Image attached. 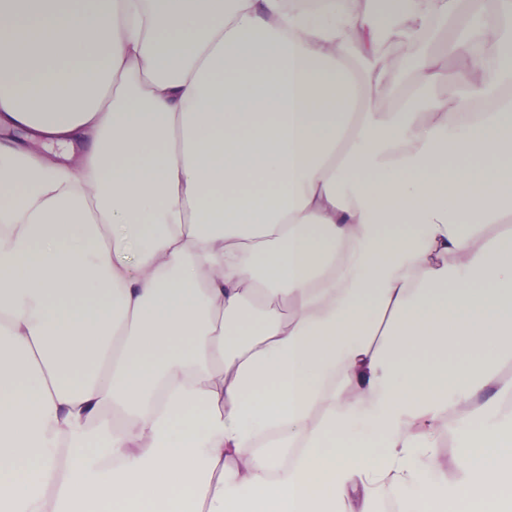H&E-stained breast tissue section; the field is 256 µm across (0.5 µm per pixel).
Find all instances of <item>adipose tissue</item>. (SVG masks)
Returning <instances> with one entry per match:
<instances>
[{
    "instance_id": "1",
    "label": "adipose tissue",
    "mask_w": 512,
    "mask_h": 512,
    "mask_svg": "<svg viewBox=\"0 0 512 512\" xmlns=\"http://www.w3.org/2000/svg\"><path fill=\"white\" fill-rule=\"evenodd\" d=\"M486 4L0 0V512H512ZM442 18L469 34L411 53ZM467 429V426L457 419L454 431L448 436V420L441 423V442L440 448H436V455L442 464V479L447 480L448 488L458 484L461 475L456 466L457 448L461 434Z\"/></svg>"
}]
</instances>
